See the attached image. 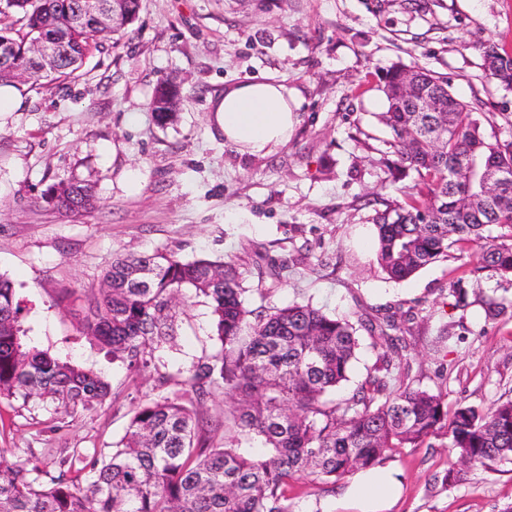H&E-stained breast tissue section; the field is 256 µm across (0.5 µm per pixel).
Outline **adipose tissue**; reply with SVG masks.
Here are the masks:
<instances>
[{
	"label": "adipose tissue",
	"instance_id": "1",
	"mask_svg": "<svg viewBox=\"0 0 512 512\" xmlns=\"http://www.w3.org/2000/svg\"><path fill=\"white\" fill-rule=\"evenodd\" d=\"M294 90L273 81L243 82L226 86L212 101L210 120L223 133L224 141L238 151L268 154L288 142L297 122ZM398 481L379 469L360 472L348 494L361 512H380L396 493Z\"/></svg>",
	"mask_w": 512,
	"mask_h": 512
}]
</instances>
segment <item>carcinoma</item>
<instances>
[{
  "mask_svg": "<svg viewBox=\"0 0 512 512\" xmlns=\"http://www.w3.org/2000/svg\"><path fill=\"white\" fill-rule=\"evenodd\" d=\"M84 0H0V40L28 65L26 75L0 76V84L42 87L77 76L85 57L108 29L122 34L139 15L141 0H120L121 20L69 22ZM20 28H15V25ZM53 34L62 52L49 73L28 64L37 42ZM485 68L512 89V52L489 44ZM412 95L404 97L407 84ZM391 181L417 175L420 189L372 217L377 262L388 278L403 281L448 257L458 244L477 248L469 275L512 283V184L496 196L467 179L472 162L512 170V141L485 134L490 118L454 98L447 81L419 67L394 66L383 78ZM429 99L439 112H418ZM178 91L160 84L151 101L159 124L171 120ZM47 201L64 214L99 207L92 186L79 180L52 185ZM233 261L183 259L172 252L117 253L98 293L87 299L84 333L134 371L153 369L167 395H144L124 435L110 450L91 455L47 448L58 473L42 458L0 448V512H293L288 485L336 484L349 474L384 464L402 448L448 439L463 465L512 460V400L483 409L448 411L440 393L415 385L406 357L405 323L395 314L362 309L355 319L326 313L310 301L284 307L248 305ZM194 300L210 310L211 352L183 380L160 371L155 352L178 335L179 305ZM487 318L512 320V301L481 295ZM21 303L0 274V400L41 409L60 423L102 407L112 387L102 373L26 342ZM371 339L373 365L342 397L362 338ZM224 399V414L199 411Z\"/></svg>",
  "mask_w": 512,
  "mask_h": 512,
  "instance_id": "obj_1",
  "label": "carcinoma"
}]
</instances>
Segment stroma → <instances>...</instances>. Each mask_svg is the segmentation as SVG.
Masks as SVG:
<instances>
[{
	"mask_svg": "<svg viewBox=\"0 0 512 512\" xmlns=\"http://www.w3.org/2000/svg\"><path fill=\"white\" fill-rule=\"evenodd\" d=\"M512 51V0H142L139 19L104 41L70 78L18 89L16 111L0 112V273L12 282L21 323L39 348L102 370L115 393L101 409L51 427L46 414L0 401V448L107 447L124 432L139 398L160 395L153 374L135 375L83 334L88 296L115 252L166 249L190 259L240 264L269 304L298 299L343 317L360 308L408 319L411 374L449 408L512 399V321L457 306L453 285L512 298L498 277L475 280V250L452 251L404 281L376 261L372 216L414 178L385 187L389 134L379 76L421 66L448 80L459 100L493 115L485 132L512 141V90L492 80L483 47ZM273 79L298 97L287 144L260 155L225 145L209 122V100L225 86ZM179 91L174 122L150 109L161 82ZM136 180H129V172ZM93 186L97 210L59 214L41 198L51 185ZM73 289L62 299V289ZM161 371L183 377L210 351V316L189 304ZM453 336L437 345L440 326ZM444 438L404 448L387 461L400 481L388 512H505L512 462L466 468ZM348 479L323 491L299 480L295 512H329Z\"/></svg>",
	"mask_w": 512,
	"mask_h": 512,
	"instance_id": "1",
	"label": "stroma"
}]
</instances>
